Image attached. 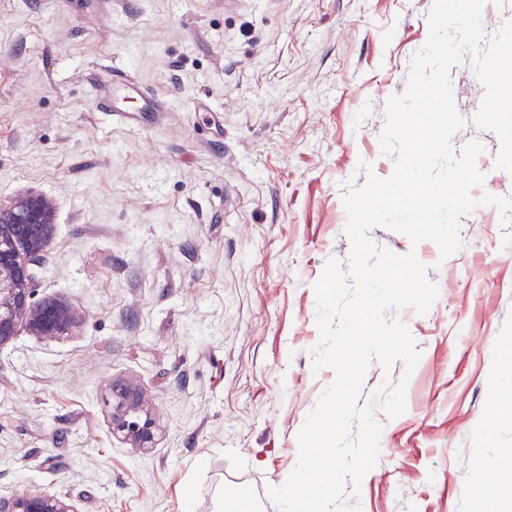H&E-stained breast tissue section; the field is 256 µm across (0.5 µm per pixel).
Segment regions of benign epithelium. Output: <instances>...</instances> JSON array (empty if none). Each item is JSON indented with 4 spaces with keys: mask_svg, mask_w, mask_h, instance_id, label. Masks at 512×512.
<instances>
[{
    "mask_svg": "<svg viewBox=\"0 0 512 512\" xmlns=\"http://www.w3.org/2000/svg\"><path fill=\"white\" fill-rule=\"evenodd\" d=\"M55 213L52 199L33 192L18 196L7 206L0 204V348L22 328L50 339L67 334L77 324V316L64 302L31 301L28 261L47 246ZM110 398L112 435L139 451L154 447L153 409L140 385L131 380L116 383ZM0 512L78 510L67 496L22 492L7 499L0 497Z\"/></svg>",
    "mask_w": 512,
    "mask_h": 512,
    "instance_id": "7a95c632",
    "label": "benign epithelium"
}]
</instances>
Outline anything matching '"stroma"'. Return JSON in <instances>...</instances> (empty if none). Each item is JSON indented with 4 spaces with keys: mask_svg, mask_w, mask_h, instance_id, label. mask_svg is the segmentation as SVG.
Masks as SVG:
<instances>
[{
    "mask_svg": "<svg viewBox=\"0 0 512 512\" xmlns=\"http://www.w3.org/2000/svg\"><path fill=\"white\" fill-rule=\"evenodd\" d=\"M433 0H0V203L56 204L28 263L33 302L79 322L0 350V496H68L78 512H217L296 467L298 434L336 377L313 372L314 285L349 267L343 197L389 178L380 137L391 96L429 36ZM119 69L153 109L95 111L89 81ZM477 142L472 197L512 198L499 137L474 122L486 90L472 59L450 71ZM462 247L377 225L415 253L439 297L397 318L421 353L405 412L340 505L360 512H483L489 484L512 512V225L496 206L462 217ZM154 406L147 452L113 437L112 382Z\"/></svg>",
    "mask_w": 512,
    "mask_h": 512,
    "instance_id": "35a3bbf8",
    "label": "stroma"
}]
</instances>
